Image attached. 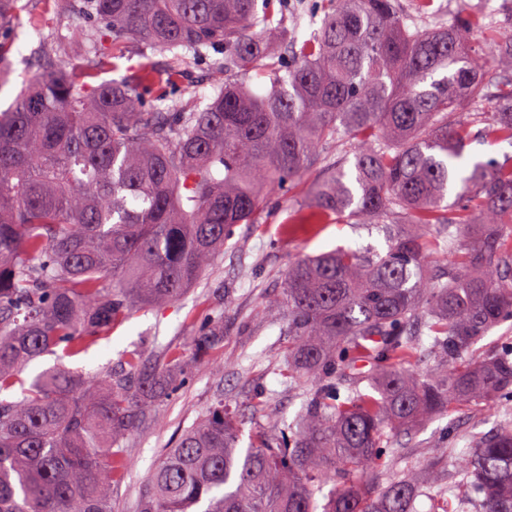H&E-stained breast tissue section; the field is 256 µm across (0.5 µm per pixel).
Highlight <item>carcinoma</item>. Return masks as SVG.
I'll return each instance as SVG.
<instances>
[{
    "label": "carcinoma",
    "mask_w": 512,
    "mask_h": 512,
    "mask_svg": "<svg viewBox=\"0 0 512 512\" xmlns=\"http://www.w3.org/2000/svg\"><path fill=\"white\" fill-rule=\"evenodd\" d=\"M18 0H0V84L11 74ZM95 21L85 71L43 48L42 72L0 112V512H112L128 439L176 389L185 356L88 383L60 368L21 374L61 347L78 355L135 307L182 299L272 191L316 161L307 224H380L387 252L340 247L288 264L285 376L302 409L270 431L219 398L187 427L138 496L137 512H414L430 467L381 486L385 431L448 410L512 412V346L473 347L512 319V155L462 167L480 139L512 144V31L477 41L461 16L410 30L397 0H324L310 33L288 0H55ZM170 52L119 80L94 71L128 40ZM208 64L207 102L171 100L188 59ZM269 80L258 91L241 81ZM343 145L346 156L334 157ZM462 190L453 205L455 180ZM447 280L424 260L442 248ZM420 325L437 361L420 366ZM224 317L191 355L210 362ZM453 496L512 512V420L462 459ZM328 493H323L326 485Z\"/></svg>",
    "instance_id": "obj_1"
}]
</instances>
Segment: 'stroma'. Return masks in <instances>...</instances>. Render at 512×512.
Here are the masks:
<instances>
[{
	"mask_svg": "<svg viewBox=\"0 0 512 512\" xmlns=\"http://www.w3.org/2000/svg\"><path fill=\"white\" fill-rule=\"evenodd\" d=\"M21 4L28 25L18 34L13 48L11 81L0 88V111L11 105L24 82L40 73L36 64L39 35L32 28L33 22L45 24L49 33L70 43L67 60L72 66H80L84 60L82 34L90 19L56 16L52 0H21ZM399 5L408 24L419 28L451 22L464 11L473 14L485 31L505 34L512 30L504 22V0H434L431 15L417 13L414 0H399ZM322 175L321 165L316 164L291 190L271 192L252 223L236 227L223 253L185 298L161 309L133 311L86 353L75 357L60 352L46 355L24 371V379L29 380L60 364L90 378L104 367L124 370L126 353L135 349L144 351L146 368L155 369L160 365L156 346L188 350L212 316H223L224 343L216 355L223 370L214 371L205 363L192 364L178 393L158 405L157 422L131 434L125 473L112 484L113 512H136L139 490L163 449L212 405L216 393H223L225 400L232 402L247 432L258 426L273 427L299 413L301 401L289 390L281 372L288 355L284 314L276 306L283 273L298 257L340 245L381 254L387 251L385 236L376 224H327L313 232L282 233L281 224L289 212L309 206L310 194ZM258 398L263 401L259 408L254 405ZM502 417L501 408L481 403L426 421L412 437L399 439L407 461L382 467L379 483L401 475L404 465L421 468L436 461L442 450L454 454L469 450Z\"/></svg>",
	"mask_w": 512,
	"mask_h": 512,
	"instance_id": "35a3bbf8",
	"label": "stroma"
}]
</instances>
